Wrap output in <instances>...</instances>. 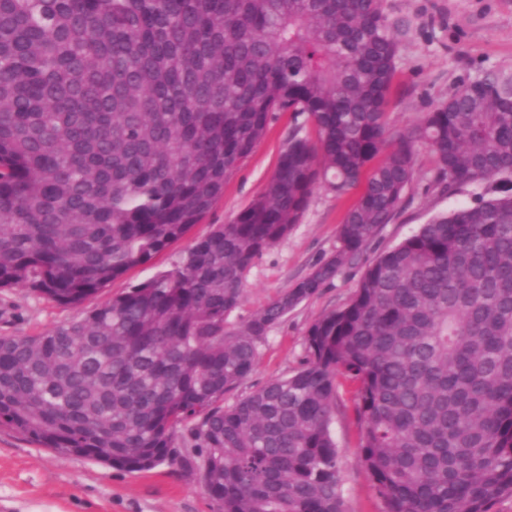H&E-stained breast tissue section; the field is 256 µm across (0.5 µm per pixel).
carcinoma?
<instances>
[{
    "label": "carcinoma",
    "instance_id": "1",
    "mask_svg": "<svg viewBox=\"0 0 512 512\" xmlns=\"http://www.w3.org/2000/svg\"><path fill=\"white\" fill-rule=\"evenodd\" d=\"M400 34L383 0H0L1 289L79 306L200 223L277 113L315 133L288 138L264 191L174 269L0 336V424L130 472L187 442L222 512H345L330 426L348 385L385 512L512 496L511 192L421 225L311 325L302 368L224 405L271 327L393 221L418 144L443 193L512 185V71L390 136ZM318 185L361 188L335 253L229 325Z\"/></svg>",
    "mask_w": 512,
    "mask_h": 512
}]
</instances>
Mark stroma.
I'll use <instances>...</instances> for the list:
<instances>
[{"instance_id": "35a3bbf8", "label": "stroma", "mask_w": 512, "mask_h": 512, "mask_svg": "<svg viewBox=\"0 0 512 512\" xmlns=\"http://www.w3.org/2000/svg\"><path fill=\"white\" fill-rule=\"evenodd\" d=\"M384 6L391 19L405 26L389 95L392 133L410 131L425 112L446 101L462 79L478 69L512 70V0H385ZM296 131L291 113L278 114L266 137L226 181L223 196L187 237L172 243L149 264L132 268L82 305L57 304L26 284L0 289V335L30 336L52 330L173 269L193 239L206 236L214 225L229 223L262 193L282 147ZM433 168L429 149L418 146L414 180L397 217L382 225L364 252L330 284L273 326L259 348L255 371L227 395V402L296 372L307 356L309 327L351 299L366 268L381 253L433 215L471 204L476 195L499 193L495 178L451 194L440 192L432 185ZM350 203V198L316 188L288 238L254 261L246 275L243 301L230 314L229 323L250 317L329 258ZM331 431L339 452L340 489L347 512H384L361 461L360 424L347 391L339 393ZM194 458V449L179 448L174 459L146 472L130 473L41 447L0 425V512H221L207 494Z\"/></svg>"}]
</instances>
